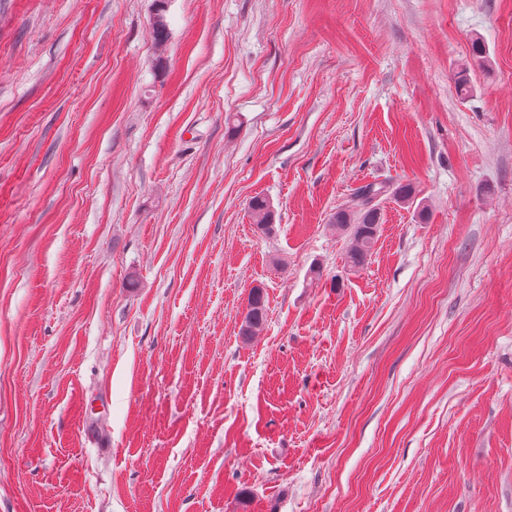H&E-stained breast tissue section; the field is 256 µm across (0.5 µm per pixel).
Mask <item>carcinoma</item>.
Here are the masks:
<instances>
[{"mask_svg":"<svg viewBox=\"0 0 512 512\" xmlns=\"http://www.w3.org/2000/svg\"><path fill=\"white\" fill-rule=\"evenodd\" d=\"M152 28L157 48H162L167 38V23L164 16V5L158 3L157 20L153 21ZM362 199V209L352 214L340 209L331 218L332 227L336 230L346 231L350 236V248L346 255V263L356 269L362 267L371 255L379 226L381 224L380 208L374 200L385 193L384 187L367 184L357 189ZM249 210L257 230L267 235L274 230V211L270 202L263 197H255L249 203ZM267 319L266 301L263 291L256 288L252 291L243 317L240 334L243 339L250 340L259 335Z\"/></svg>","mask_w":512,"mask_h":512,"instance_id":"carcinoma-1","label":"carcinoma"}]
</instances>
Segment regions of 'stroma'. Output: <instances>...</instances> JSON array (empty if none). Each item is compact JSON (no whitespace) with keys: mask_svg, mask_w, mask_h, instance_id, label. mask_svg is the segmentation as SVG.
<instances>
[{"mask_svg":"<svg viewBox=\"0 0 512 512\" xmlns=\"http://www.w3.org/2000/svg\"><path fill=\"white\" fill-rule=\"evenodd\" d=\"M155 6L0 0V512H512V0ZM387 190L383 186L377 188L376 184H367L357 189L362 199L363 208L356 214L345 209L337 210L330 223L336 230L347 231L350 236V248L346 255V263L350 268L362 267L371 255L379 226L381 212L374 200ZM249 210L257 230L267 235L274 230V211L270 202L263 197H255L249 203ZM267 319L266 301L263 291L256 288L252 291L243 317L240 334L243 339L250 340L258 336Z\"/></svg>","mask_w":512,"mask_h":512,"instance_id":"stroma-1","label":"stroma"}]
</instances>
